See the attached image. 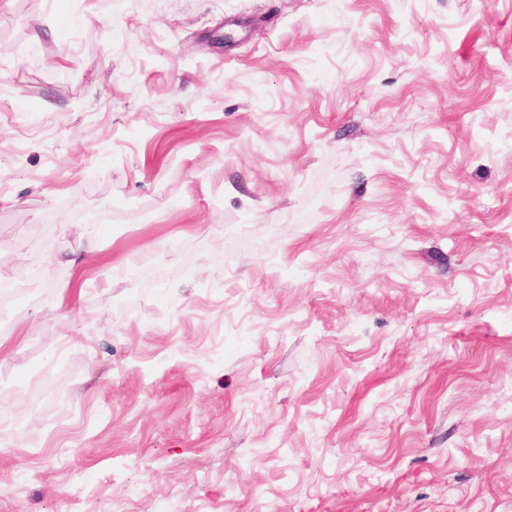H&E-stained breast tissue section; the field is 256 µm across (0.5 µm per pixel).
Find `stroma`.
Returning <instances> with one entry per match:
<instances>
[{
	"instance_id": "35a3bbf8",
	"label": "stroma",
	"mask_w": 512,
	"mask_h": 512,
	"mask_svg": "<svg viewBox=\"0 0 512 512\" xmlns=\"http://www.w3.org/2000/svg\"><path fill=\"white\" fill-rule=\"evenodd\" d=\"M1 277L0 512H512V0H0ZM96 252L97 248L95 244L89 242L84 254L77 250L64 251L56 257V261L59 265L73 272H80L81 270H85L87 265L92 262L93 258L96 256Z\"/></svg>"
}]
</instances>
